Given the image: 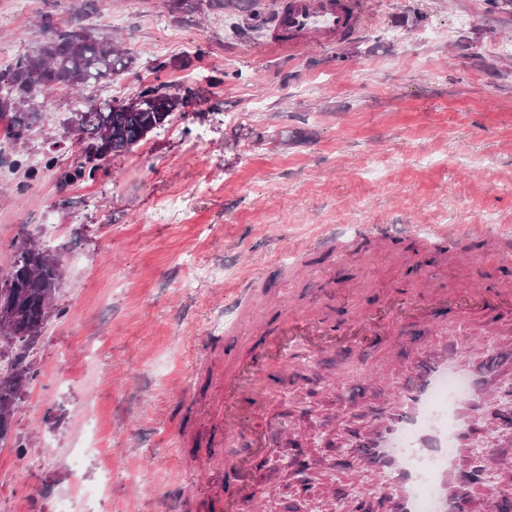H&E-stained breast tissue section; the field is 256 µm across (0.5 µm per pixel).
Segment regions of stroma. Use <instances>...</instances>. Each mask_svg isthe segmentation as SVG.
Here are the masks:
<instances>
[{"label": "stroma", "instance_id": "stroma-1", "mask_svg": "<svg viewBox=\"0 0 512 512\" xmlns=\"http://www.w3.org/2000/svg\"><path fill=\"white\" fill-rule=\"evenodd\" d=\"M275 2L0 0L11 58L73 25L122 40L133 67L86 96L121 102L150 82L197 93L94 180L0 181V270L26 237L65 270L31 351L38 374L0 443V512H213L222 475L201 451L223 432L225 353L286 311L342 324L393 297L512 280V13L366 0L359 36L292 55L268 43ZM74 98H36L27 155H78ZM458 224L477 225L467 249L490 260L438 243ZM247 278L262 308L252 323L238 313ZM447 326L444 313L407 324L394 349L294 346L271 385L262 512H310L271 460L282 450L292 463L309 453L315 492L333 500L370 482L347 445L370 419L361 400L374 390L384 407Z\"/></svg>", "mask_w": 512, "mask_h": 512}]
</instances>
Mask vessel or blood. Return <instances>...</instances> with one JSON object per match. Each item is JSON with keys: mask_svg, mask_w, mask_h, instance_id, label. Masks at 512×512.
<instances>
[{"mask_svg": "<svg viewBox=\"0 0 512 512\" xmlns=\"http://www.w3.org/2000/svg\"><path fill=\"white\" fill-rule=\"evenodd\" d=\"M364 15L363 0H279L270 43L291 52L334 44L359 34ZM432 302L451 307L450 320L460 332L419 352L372 425L354 432V456L383 483L380 492L360 493L357 512H370L376 496L382 499V512H417V492L423 486L432 492L433 512H478L469 447L484 415L492 411L496 378L477 351L472 323L491 314L512 316V286L500 285L492 295L461 288L450 296L433 295ZM427 316L418 304L396 300L384 312L359 315L341 328L314 310L289 312L262 345L225 356L220 402L224 438L242 442L243 448L230 459L216 448L205 451L208 464L224 469L225 512H252L257 500L255 461L265 452L262 368L283 366L286 351L300 341L313 350L341 352ZM451 375L463 379V387L447 406H434V391Z\"/></svg>", "mask_w": 512, "mask_h": 512, "instance_id": "b4317fda", "label": "vessel or blood"}]
</instances>
